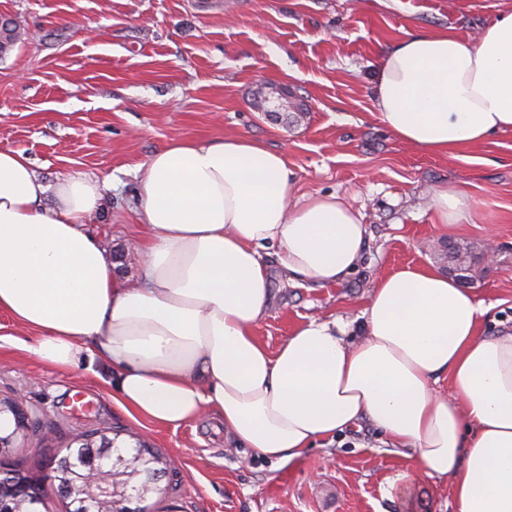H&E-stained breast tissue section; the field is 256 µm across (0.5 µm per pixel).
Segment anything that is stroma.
Wrapping results in <instances>:
<instances>
[{"label":"stroma","instance_id":"1","mask_svg":"<svg viewBox=\"0 0 512 512\" xmlns=\"http://www.w3.org/2000/svg\"><path fill=\"white\" fill-rule=\"evenodd\" d=\"M507 9L512 0H0L21 34L0 55V150L23 152L51 185L98 181L103 205L85 229L134 282L138 166L181 138L259 140L284 154L298 193L341 196L368 229L361 269L342 284L274 278L257 330L269 350L309 317L358 315L378 275L449 273L457 244L497 252L460 280L492 303L482 329L494 335L512 328V131L470 147L472 164L416 150L374 115L372 85L406 33L468 37ZM447 185L475 211L442 232L429 199ZM36 338L0 314V397L33 423L6 467L40 471L75 436L109 428L167 455L155 512H453L446 485L396 480L402 463L370 425L278 465L229 447L214 418L176 430L132 418L88 365L32 357Z\"/></svg>","mask_w":512,"mask_h":512}]
</instances>
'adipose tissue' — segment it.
<instances>
[{
	"label": "adipose tissue",
	"instance_id": "ef3b65f1",
	"mask_svg": "<svg viewBox=\"0 0 512 512\" xmlns=\"http://www.w3.org/2000/svg\"><path fill=\"white\" fill-rule=\"evenodd\" d=\"M373 106L399 141L471 162L512 131V10L476 38L407 35L379 59ZM130 287L83 226L97 182L49 185L0 151V313L37 332L29 351L99 363L122 406L159 426L216 415L227 441L276 463L370 421L416 476L449 486L454 512H512V330L484 335L489 304L434 268L378 278L349 319L311 318L269 351L256 336L283 275L323 288L358 268L366 226L335 194L296 197L284 155L244 137L171 142L140 167ZM438 227L467 223L469 194L436 189ZM449 382V392L439 383Z\"/></svg>",
	"mask_w": 512,
	"mask_h": 512
}]
</instances>
